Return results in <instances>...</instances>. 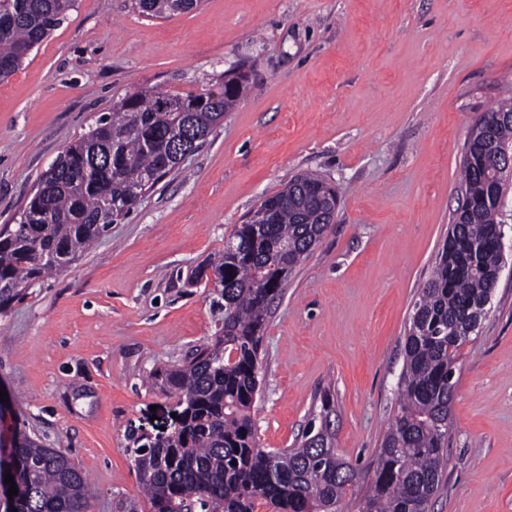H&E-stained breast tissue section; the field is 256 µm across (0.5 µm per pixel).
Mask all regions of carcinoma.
Wrapping results in <instances>:
<instances>
[{
	"label": "carcinoma",
	"mask_w": 512,
	"mask_h": 512,
	"mask_svg": "<svg viewBox=\"0 0 512 512\" xmlns=\"http://www.w3.org/2000/svg\"><path fill=\"white\" fill-rule=\"evenodd\" d=\"M75 0H0V82L16 73L73 9ZM199 0H135L148 18H168ZM247 75L224 74L219 92L135 89L112 112L68 144L41 175L16 224L0 230V310L32 283L73 261L138 204L144 191L179 170L177 130L211 135L241 100ZM512 113L507 97L483 113L484 125ZM512 146L500 127L495 147L470 144L462 160L461 201L448 239L419 291L406 336L399 411L381 440L369 488L355 512H430L448 467V417L459 350L488 314L494 274L502 265L495 214L507 180L498 155ZM339 203L334 186L302 174L266 196V224H239L209 268L224 299V327L179 367L158 369L162 392L177 399L171 434L134 449V465L151 512H342L361 471L338 454L325 392L293 448L267 450L256 440L250 409L259 389L260 344L272 301L309 256ZM18 493L6 512H87L91 486L65 453L25 431L10 440Z\"/></svg>",
	"instance_id": "1"
}]
</instances>
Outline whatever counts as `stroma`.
<instances>
[{
	"mask_svg": "<svg viewBox=\"0 0 512 512\" xmlns=\"http://www.w3.org/2000/svg\"><path fill=\"white\" fill-rule=\"evenodd\" d=\"M244 67L238 107L62 272L0 311V434L25 428L87 474L91 512H150L133 450L172 429L151 371L224 320L212 280L261 200L303 173L340 192L312 255L275 300L251 416L293 447L330 391L336 448L367 469L399 408L418 292L457 206L468 132L512 91V0H203L168 19L133 0H76L0 83V229L42 173L133 88L194 93ZM505 264L460 349L448 468L431 512H512V190Z\"/></svg>",
	"mask_w": 512,
	"mask_h": 512,
	"instance_id": "obj_1",
	"label": "stroma"
}]
</instances>
